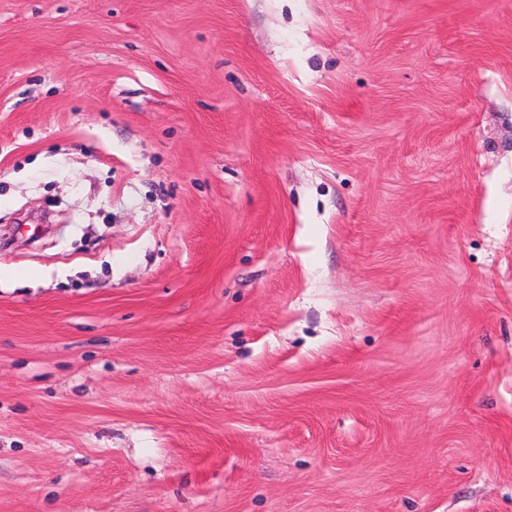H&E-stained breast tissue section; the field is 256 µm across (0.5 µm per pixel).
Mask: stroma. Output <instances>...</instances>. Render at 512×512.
Masks as SVG:
<instances>
[{
    "label": "stroma",
    "instance_id": "35a3bbf8",
    "mask_svg": "<svg viewBox=\"0 0 512 512\" xmlns=\"http://www.w3.org/2000/svg\"><path fill=\"white\" fill-rule=\"evenodd\" d=\"M0 512H512V0H0Z\"/></svg>",
    "mask_w": 512,
    "mask_h": 512
}]
</instances>
